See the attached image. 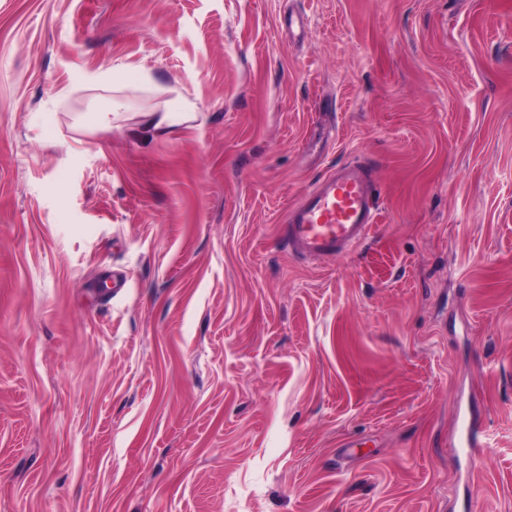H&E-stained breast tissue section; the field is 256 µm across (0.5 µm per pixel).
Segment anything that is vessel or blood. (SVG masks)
Here are the masks:
<instances>
[{"mask_svg":"<svg viewBox=\"0 0 512 512\" xmlns=\"http://www.w3.org/2000/svg\"><path fill=\"white\" fill-rule=\"evenodd\" d=\"M377 198L368 166H342L291 208L283 240L301 256L338 257L356 250L378 221Z\"/></svg>","mask_w":512,"mask_h":512,"instance_id":"b4317fda","label":"vessel or blood"}]
</instances>
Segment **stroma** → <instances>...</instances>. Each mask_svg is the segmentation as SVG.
Instances as JSON below:
<instances>
[{
  "instance_id": "35a3bbf8",
  "label": "stroma",
  "mask_w": 512,
  "mask_h": 512,
  "mask_svg": "<svg viewBox=\"0 0 512 512\" xmlns=\"http://www.w3.org/2000/svg\"><path fill=\"white\" fill-rule=\"evenodd\" d=\"M0 512H512V0H0ZM191 111L190 105H182L179 112H143L140 113V118L147 127H153L155 130H172L194 118L196 112ZM377 198L368 166H342L291 208L284 243L301 256L338 257L356 250L378 222Z\"/></svg>"
}]
</instances>
